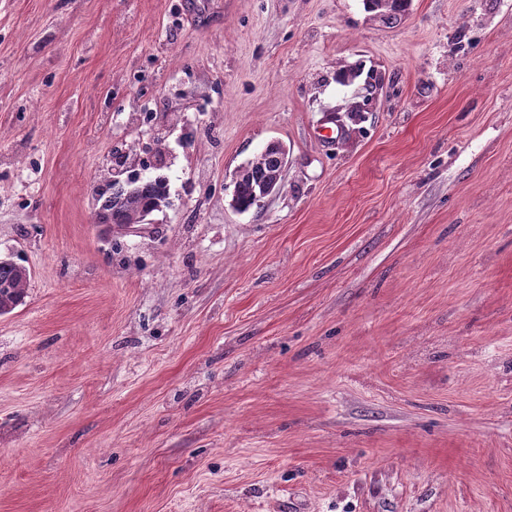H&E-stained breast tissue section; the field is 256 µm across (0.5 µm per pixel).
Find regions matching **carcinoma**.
<instances>
[{
	"mask_svg": "<svg viewBox=\"0 0 512 512\" xmlns=\"http://www.w3.org/2000/svg\"><path fill=\"white\" fill-rule=\"evenodd\" d=\"M367 12L376 16L406 11L410 0H363ZM285 151L281 144H267L236 173L234 207L246 212L261 205L265 189L279 175ZM168 197L166 180L160 177L135 179L128 184L107 179L97 189V207L115 214L124 224H143ZM31 275L11 257L0 258V315L12 312L28 293Z\"/></svg>",
	"mask_w": 512,
	"mask_h": 512,
	"instance_id": "obj_1",
	"label": "carcinoma"
}]
</instances>
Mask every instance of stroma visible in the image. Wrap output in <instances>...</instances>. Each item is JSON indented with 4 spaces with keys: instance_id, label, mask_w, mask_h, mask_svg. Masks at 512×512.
Wrapping results in <instances>:
<instances>
[{
    "instance_id": "obj_1",
    "label": "stroma",
    "mask_w": 512,
    "mask_h": 512,
    "mask_svg": "<svg viewBox=\"0 0 512 512\" xmlns=\"http://www.w3.org/2000/svg\"><path fill=\"white\" fill-rule=\"evenodd\" d=\"M7 254L0 512H512V0H0ZM363 3L367 12L374 16L386 13L396 15L408 9L410 0H363ZM285 151L280 142L268 143L260 153L242 166L236 173L237 191L233 192L234 207L237 211L246 212L259 207L265 199V189L279 175ZM111 178L97 189L96 202L99 210L112 215H95L94 224L102 228L113 245H118L121 238L148 228L146 219L149 214L160 211L168 197V187L166 180L160 177L136 179L127 176V181L135 179L130 184ZM114 214L122 221L121 224L112 220ZM133 224L143 225L136 227ZM28 275L11 257L0 258V315L11 313L22 304L28 293Z\"/></svg>"
}]
</instances>
